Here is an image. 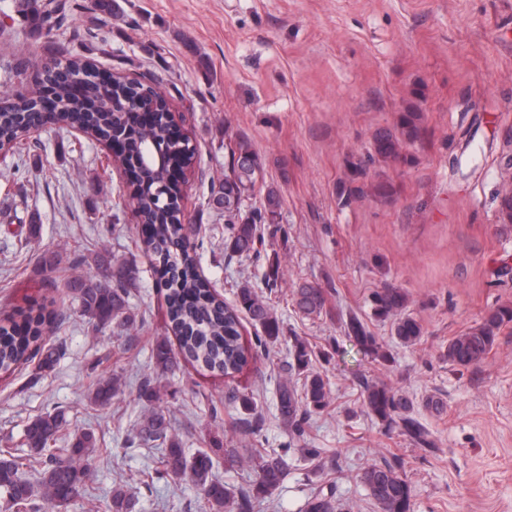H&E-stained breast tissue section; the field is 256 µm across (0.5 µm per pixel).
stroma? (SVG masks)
<instances>
[{"label":"stroma","instance_id":"stroma-1","mask_svg":"<svg viewBox=\"0 0 512 512\" xmlns=\"http://www.w3.org/2000/svg\"><path fill=\"white\" fill-rule=\"evenodd\" d=\"M52 33L16 29L13 0H0V94L24 91L44 63L78 55L130 77L152 72L195 146L184 192L198 267L226 303L239 285L269 298L286 338L261 350L245 325L248 364L227 377L188 363L161 373L152 357L167 336L160 272L141 244L132 188L106 145L49 125L20 150L0 154V312L49 302V335L64 355L54 370L0 377V446L22 452L34 417L65 409L70 430H93L109 457H93L84 492L64 512H88L87 497L123 487L140 512H209L189 479L156 475L162 449L138 422L153 405L138 396L144 377L186 454L212 451L215 471L234 492L251 489L255 448L281 455L285 478L252 512H305L308 498L333 488L343 512H376L359 480L383 459H398L412 485L414 512H512V326L477 366L445 356L452 336L491 308L512 302V224L500 218L512 195V0H116L106 17L91 0H69ZM406 112L420 134L397 159L374 153V136L397 130ZM481 122L492 150L467 178L451 175L461 134ZM247 141L263 164L247 207L277 190L275 223L261 227L260 255H226L228 226L208 204L230 171V148ZM61 256L55 285L40 257ZM101 253L135 262L140 280L129 302L137 332L92 330L69 294L67 278L95 273ZM280 259L277 288L265 285ZM323 291L326 314L294 306L300 284ZM397 287L424 328L417 345L397 343L389 321L373 314L375 291ZM357 314L392 356L372 362L340 320ZM304 337L314 370L331 384V405L290 439L277 387L290 375L288 339ZM120 375L122 393L99 409L89 401L100 377ZM399 390L413 402L435 445L419 448L385 432L362 408L361 379ZM253 396L254 413L239 398ZM434 397L441 412L427 409ZM332 456L316 471L303 449ZM153 471L151 486L141 474Z\"/></svg>","mask_w":512,"mask_h":512}]
</instances>
